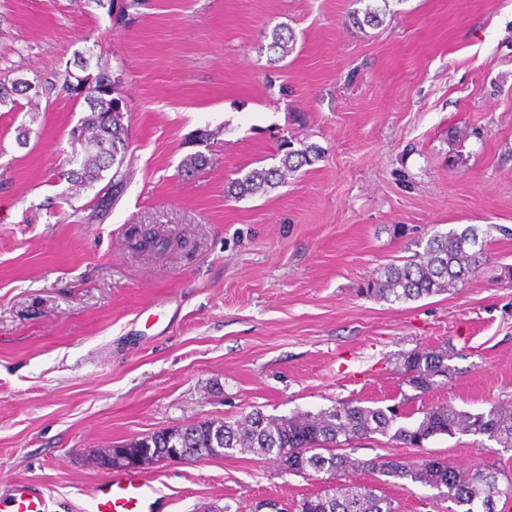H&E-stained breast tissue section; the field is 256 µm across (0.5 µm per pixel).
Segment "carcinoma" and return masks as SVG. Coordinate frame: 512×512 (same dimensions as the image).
I'll list each match as a JSON object with an SVG mask.
<instances>
[{
	"instance_id": "carcinoma-1",
	"label": "carcinoma",
	"mask_w": 512,
	"mask_h": 512,
	"mask_svg": "<svg viewBox=\"0 0 512 512\" xmlns=\"http://www.w3.org/2000/svg\"><path fill=\"white\" fill-rule=\"evenodd\" d=\"M381 14V9L369 6L364 17L354 15L352 20L359 26L377 27L383 22ZM294 43L293 30L274 27L267 45L269 61L282 60ZM54 79L51 87L86 105L85 116L71 132L70 181L91 187L109 171L113 181L123 177L129 117L118 82L103 67L93 78H75L67 69ZM33 89L28 81L0 78V104L15 103L23 96L30 111L36 112L39 103L29 95ZM320 156L321 148L312 143L288 150L279 167L252 169L228 183L224 193L234 199L265 193ZM493 230L512 234V229L499 224H488L484 230L467 224L437 232L426 240L423 252L416 251L403 264L379 271L367 283L366 291L389 303L446 293L465 283L484 264L487 238ZM453 357V348L446 344L404 352L399 359L401 381L424 394L438 385V378L451 375L448 361ZM419 414L415 422L402 425L400 415L391 407L368 405L364 400L338 402L316 413L294 411L287 416L266 415L254 409L234 419L157 431L122 445V453L131 460L158 452L191 455L198 449L214 457L240 453L278 461L286 456L295 474L312 471L327 475V488L303 498L298 512H398L394 499L382 490L389 484L429 487L434 490L433 499L455 505L451 512H497V502L512 496V478L493 466L461 469L431 456L363 459L344 451L352 442L376 435L421 448L436 435L451 436L458 431L478 436L497 448L512 449V405L493 404L472 413L448 404L425 407ZM357 473L375 476L377 485L350 479Z\"/></svg>"
}]
</instances>
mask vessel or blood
Masks as SVG:
<instances>
[{
	"label": "vessel or blood",
	"instance_id": "vessel-or-blood-1",
	"mask_svg": "<svg viewBox=\"0 0 512 512\" xmlns=\"http://www.w3.org/2000/svg\"><path fill=\"white\" fill-rule=\"evenodd\" d=\"M96 512H158L163 495L152 477L140 470H118L90 488ZM0 502L8 512H46L44 491L27 481L12 483Z\"/></svg>",
	"mask_w": 512,
	"mask_h": 512
}]
</instances>
